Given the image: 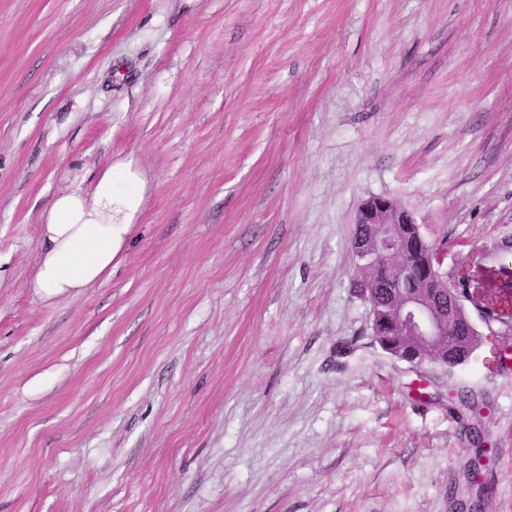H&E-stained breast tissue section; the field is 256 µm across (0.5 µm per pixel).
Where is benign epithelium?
I'll list each match as a JSON object with an SVG mask.
<instances>
[{
  "label": "benign epithelium",
  "instance_id": "obj_1",
  "mask_svg": "<svg viewBox=\"0 0 512 512\" xmlns=\"http://www.w3.org/2000/svg\"><path fill=\"white\" fill-rule=\"evenodd\" d=\"M354 223L383 226V231L357 240L352 247L358 262L376 263L402 249L413 233L416 220L413 213L399 202L384 196H371L358 206ZM494 254L496 251L485 246L474 248L448 274L441 269V254L433 252L428 256L427 276L420 285L421 291L413 293L400 289V296L392 301L388 325L410 342L415 351L414 358L407 364L413 368L424 366L450 335L451 326L440 300L444 291L452 288L459 273L466 276L469 283L465 302L481 313L497 312L512 327V292L496 295L491 289L496 269L485 265Z\"/></svg>",
  "mask_w": 512,
  "mask_h": 512
}]
</instances>
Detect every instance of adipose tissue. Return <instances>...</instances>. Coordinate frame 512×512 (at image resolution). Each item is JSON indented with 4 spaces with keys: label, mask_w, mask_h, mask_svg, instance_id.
<instances>
[{
    "label": "adipose tissue",
    "mask_w": 512,
    "mask_h": 512,
    "mask_svg": "<svg viewBox=\"0 0 512 512\" xmlns=\"http://www.w3.org/2000/svg\"><path fill=\"white\" fill-rule=\"evenodd\" d=\"M146 181L132 161L105 167L90 189L54 198L41 215L42 247L29 286L52 300L105 281L141 213Z\"/></svg>",
    "instance_id": "obj_1"
}]
</instances>
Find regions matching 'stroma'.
<instances>
[{
	"label": "stroma",
	"instance_id": "35a3bbf8",
	"mask_svg": "<svg viewBox=\"0 0 512 512\" xmlns=\"http://www.w3.org/2000/svg\"><path fill=\"white\" fill-rule=\"evenodd\" d=\"M112 159L129 240L43 300L40 216ZM372 196L448 272L512 232V0H0V512H461L486 449L512 512V371L370 344Z\"/></svg>",
	"mask_w": 512,
	"mask_h": 512
}]
</instances>
